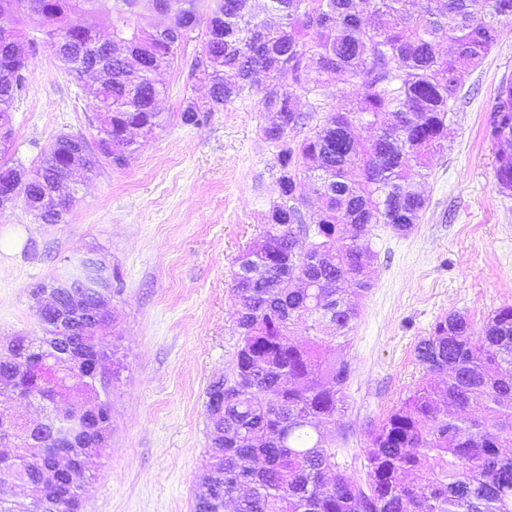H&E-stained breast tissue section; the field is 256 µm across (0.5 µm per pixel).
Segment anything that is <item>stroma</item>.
<instances>
[{
    "label": "stroma",
    "mask_w": 512,
    "mask_h": 512,
    "mask_svg": "<svg viewBox=\"0 0 512 512\" xmlns=\"http://www.w3.org/2000/svg\"><path fill=\"white\" fill-rule=\"evenodd\" d=\"M211 5L200 0L175 64L155 74L163 129L136 133L125 165L92 175L63 223H41L20 202L0 210V340L39 333L31 291L77 257L96 256L113 277L112 438L93 461L82 512H192L208 448L206 390L228 374L238 343L236 259L278 197L256 97L197 126L181 120L188 100L207 99L194 63ZM27 65L10 157L31 170L60 134L95 142L97 122L88 84L64 73L50 49H34ZM510 78L512 31L466 75L448 148L420 185V224L405 235L382 227L369 241L373 286L345 351L353 374L337 456L354 477L364 475L370 428L421 380L413 350L435 321L459 313L478 330L512 304V196L495 186L491 137L492 106Z\"/></svg>",
    "instance_id": "stroma-1"
}]
</instances>
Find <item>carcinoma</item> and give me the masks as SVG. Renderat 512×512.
I'll return each mask as SVG.
<instances>
[{
    "mask_svg": "<svg viewBox=\"0 0 512 512\" xmlns=\"http://www.w3.org/2000/svg\"><path fill=\"white\" fill-rule=\"evenodd\" d=\"M141 0H0L33 20L30 32L0 28V117L10 120L27 85L26 48L48 44L61 68L80 79L100 76L93 96L99 119L92 146L81 135L59 136L33 178L20 182L0 160V184L39 208L46 224L62 221L68 203L52 194L83 152V170L114 162L132 145L131 129L148 133L166 123L157 109L156 70L171 65L185 32L197 20L198 0H151L169 17L160 28L134 20ZM215 0L198 66L209 84L208 104L181 112L198 125L214 112L255 95L268 114L262 127L275 148L278 200L267 228L237 258L232 292L238 331L231 376L206 391L209 458L193 512H512V304L495 310L481 331L466 316L449 314L414 347L425 377L368 433L365 480L340 472L336 421L347 410L353 368L341 351L372 288L367 246L376 227L405 235L422 219L426 199L417 180L426 161L448 147L456 100L465 85L462 65H479L512 27V0ZM103 18L100 38L85 16ZM268 82L258 87L255 79ZM345 85L358 87L349 109H326ZM307 110L299 108L301 101ZM491 134L501 145L495 179L512 195V79L492 107ZM376 130L366 139L363 132ZM308 181L321 202L308 210L296 194ZM307 248L297 250L298 239ZM81 288L89 305L99 294L87 258L66 267L39 290L66 301ZM317 332L306 345L287 336L298 322ZM343 342L333 344L337 339ZM0 353V395L14 368L44 416H12L0 439L17 451L0 456V479L27 492L26 512H82L87 466L77 463L68 487L53 489L45 473L64 447L58 434L85 421L72 438L90 441L98 423L110 428L112 406L87 400L105 380L77 376L56 388L37 380L35 338L14 337ZM88 355L108 354L100 336H72ZM68 408L58 407L60 396Z\"/></svg>",
    "mask_w": 512,
    "mask_h": 512,
    "instance_id": "carcinoma-1",
    "label": "carcinoma"
}]
</instances>
